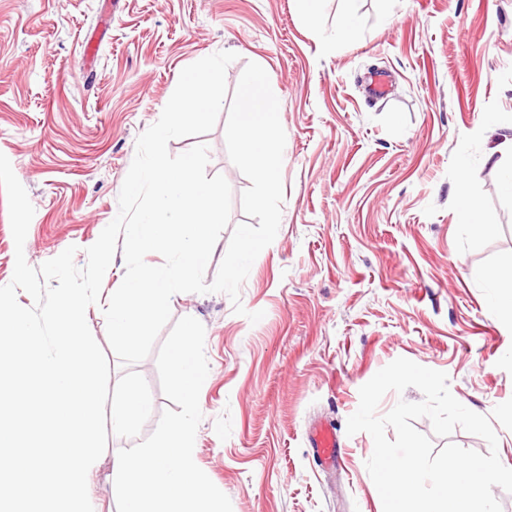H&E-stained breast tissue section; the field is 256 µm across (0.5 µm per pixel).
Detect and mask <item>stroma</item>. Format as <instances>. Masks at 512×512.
Masks as SVG:
<instances>
[{"mask_svg":"<svg viewBox=\"0 0 512 512\" xmlns=\"http://www.w3.org/2000/svg\"><path fill=\"white\" fill-rule=\"evenodd\" d=\"M0 0V153L35 214L24 244L40 267L69 246L77 266L117 216L136 140L160 117L186 66L219 51L235 91L247 63L267 72L286 134L284 200L274 241L240 287L178 293L173 318L205 328L208 376L196 436L199 467L233 512H383L365 462V432L348 435L359 389L404 357L445 372L453 396L491 415L512 398V323L492 311L483 277L512 263V197L497 144L512 137V0H323L317 25L298 0ZM359 24L326 47L347 10ZM95 60L82 59L88 37ZM384 74L383 96L368 93ZM226 115L170 154L209 148L207 176L232 190L228 228L205 271L213 281L234 226L247 222V177L226 148ZM494 215L497 230L461 227L454 188ZM125 274L122 252L86 321L109 363V392L128 385L151 411L109 434L88 486L95 512H115L120 449L148 437L171 400L155 356L123 366L102 311ZM263 311L258 323L247 312ZM334 426L342 454L326 469L308 441Z\"/></svg>","mask_w":512,"mask_h":512,"instance_id":"35a3bbf8","label":"stroma"}]
</instances>
